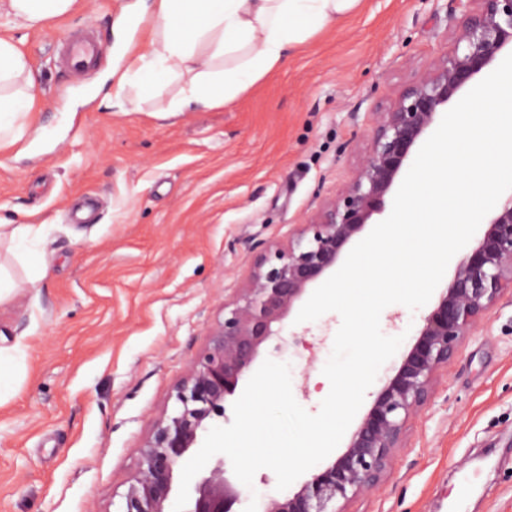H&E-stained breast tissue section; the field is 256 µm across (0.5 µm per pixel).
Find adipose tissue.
Instances as JSON below:
<instances>
[{"instance_id": "1", "label": "adipose tissue", "mask_w": 512, "mask_h": 512, "mask_svg": "<svg viewBox=\"0 0 512 512\" xmlns=\"http://www.w3.org/2000/svg\"><path fill=\"white\" fill-rule=\"evenodd\" d=\"M361 0H152L146 44L126 52L125 70L112 85L120 99L130 82L151 97L173 78L185 86L171 109L195 104L221 108L276 70L289 50L351 13ZM77 0H8L26 26L70 14ZM37 83L26 56L0 38V146L23 136L37 103Z\"/></svg>"}]
</instances>
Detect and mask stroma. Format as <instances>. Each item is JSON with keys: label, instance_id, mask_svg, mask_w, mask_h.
I'll use <instances>...</instances> for the list:
<instances>
[{"label": "stroma", "instance_id": "1", "mask_svg": "<svg viewBox=\"0 0 512 512\" xmlns=\"http://www.w3.org/2000/svg\"><path fill=\"white\" fill-rule=\"evenodd\" d=\"M136 0H78L69 16L0 37L28 58L41 98L22 140L0 148V512H122L139 450L172 405L242 287L258 244L284 243L353 175L372 114L451 46L461 0H361L221 108L170 113L182 86L137 112L104 106L123 52L148 39ZM92 28L109 54L76 79L59 42ZM96 197L91 223L70 203ZM341 325L287 316L258 361L290 366L318 413ZM475 471L465 512H512V301L460 347L413 420L388 476L349 512H451L459 470Z\"/></svg>", "mask_w": 512, "mask_h": 512}]
</instances>
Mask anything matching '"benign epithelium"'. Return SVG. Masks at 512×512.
Returning <instances> with one entry per match:
<instances>
[{"instance_id":"benign-epithelium-1","label":"benign epithelium","mask_w":512,"mask_h":512,"mask_svg":"<svg viewBox=\"0 0 512 512\" xmlns=\"http://www.w3.org/2000/svg\"><path fill=\"white\" fill-rule=\"evenodd\" d=\"M470 2L474 7L450 31V50L405 85L393 104L373 113L365 157L350 181L322 200L288 242L265 246L244 287L224 302L223 322L175 387L174 410L158 420L140 449L124 512H166L181 461L207 431V421L225 417L227 397L237 391L260 346L278 335L273 324L336 267L345 247L383 211L404 164L448 105L488 73L502 50H512V0ZM506 295L512 296V196L457 264L345 449L293 495L268 497L262 512H347L382 481L406 447L410 421L433 398L459 347ZM195 493L187 512H232L241 496L224 477L221 460L197 482Z\"/></svg>"}]
</instances>
